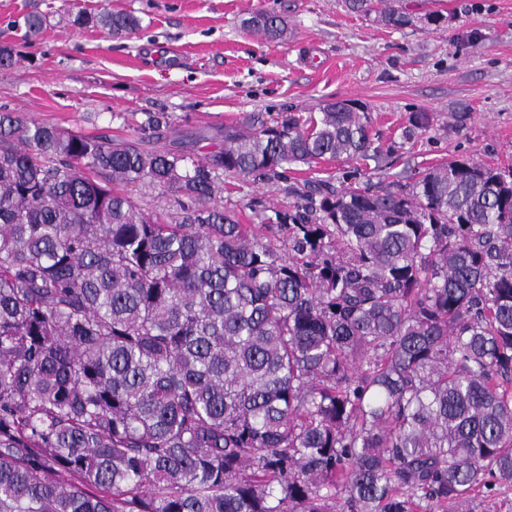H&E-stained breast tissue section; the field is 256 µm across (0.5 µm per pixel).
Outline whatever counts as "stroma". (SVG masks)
I'll list each match as a JSON object with an SVG mask.
<instances>
[{
  "mask_svg": "<svg viewBox=\"0 0 512 512\" xmlns=\"http://www.w3.org/2000/svg\"><path fill=\"white\" fill-rule=\"evenodd\" d=\"M415 19L392 29L348 12L343 0H0V112L87 135H129L130 121L164 112L188 132L240 124L246 114L273 121L306 117L329 101L355 100L371 120L380 161L318 160L289 166L288 182L330 178L351 188L406 185L438 163L471 158L512 166V0H409ZM120 10L141 30L113 36L80 28L81 11ZM288 20L284 40L244 31L257 10ZM445 21L424 24L425 13ZM45 15L42 36L24 39L18 20ZM413 112L433 130L406 137ZM466 113L456 122L454 113ZM281 185L225 184L224 205L244 224L288 209Z\"/></svg>",
  "mask_w": 512,
  "mask_h": 512,
  "instance_id": "obj_1",
  "label": "stroma"
}]
</instances>
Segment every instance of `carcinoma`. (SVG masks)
<instances>
[{
    "mask_svg": "<svg viewBox=\"0 0 512 512\" xmlns=\"http://www.w3.org/2000/svg\"><path fill=\"white\" fill-rule=\"evenodd\" d=\"M166 136L215 149L147 147ZM379 156L353 102L210 138L146 112L124 141L0 112V512H474L512 486V166L291 183L262 218L281 248L217 201Z\"/></svg>",
    "mask_w": 512,
    "mask_h": 512,
    "instance_id": "1",
    "label": "carcinoma"
}]
</instances>
